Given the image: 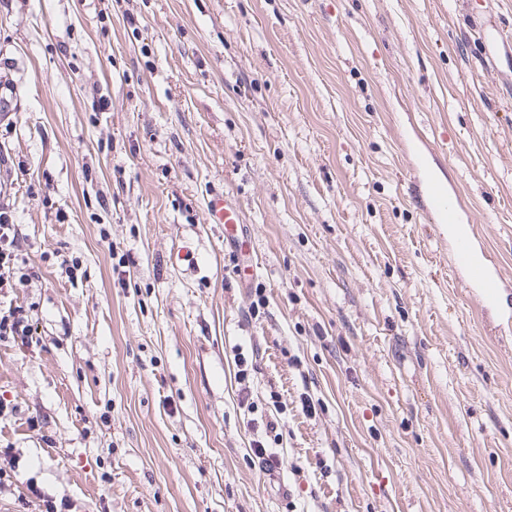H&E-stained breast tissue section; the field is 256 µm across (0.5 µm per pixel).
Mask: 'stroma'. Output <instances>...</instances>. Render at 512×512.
<instances>
[{"instance_id":"1","label":"stroma","mask_w":512,"mask_h":512,"mask_svg":"<svg viewBox=\"0 0 512 512\" xmlns=\"http://www.w3.org/2000/svg\"><path fill=\"white\" fill-rule=\"evenodd\" d=\"M503 31L512 0H0L28 276L0 312L33 336L0 341V512H41L30 484L64 512H512V330L486 335L405 151L437 146L512 274ZM207 211L212 224H224L226 229L229 225L234 226L233 229H227L225 236L227 241L237 237V226H240L238 216L236 211L228 205L223 194L215 193L210 196L207 201ZM12 336L19 349L23 350L32 342L31 326L24 310L15 307L7 313H0V338ZM251 448V462L253 468L259 475L270 476L281 469L282 459L276 452L265 448L260 441H254Z\"/></svg>"}]
</instances>
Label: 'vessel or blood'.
Segmentation results:
<instances>
[{
  "mask_svg": "<svg viewBox=\"0 0 512 512\" xmlns=\"http://www.w3.org/2000/svg\"><path fill=\"white\" fill-rule=\"evenodd\" d=\"M415 172L424 187L420 205L433 218L438 229L448 235V259L465 292L484 313L499 316L500 326L512 325V277L492 263L480 247L478 227L460 204L458 194L449 192L447 183L430 165L419 145H412ZM211 223L228 227V238H236L239 220L224 195L215 193L207 201Z\"/></svg>",
  "mask_w": 512,
  "mask_h": 512,
  "instance_id": "1",
  "label": "vessel or blood"
}]
</instances>
